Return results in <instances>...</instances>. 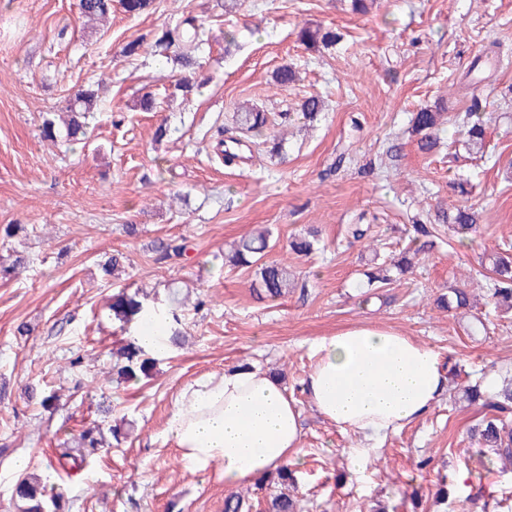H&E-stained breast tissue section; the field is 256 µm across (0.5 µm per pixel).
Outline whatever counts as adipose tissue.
<instances>
[{"label":"adipose tissue","instance_id":"obj_1","mask_svg":"<svg viewBox=\"0 0 512 512\" xmlns=\"http://www.w3.org/2000/svg\"><path fill=\"white\" fill-rule=\"evenodd\" d=\"M310 350V406L368 440L422 418L448 391L440 354L390 328L352 326L318 337ZM302 429L301 412L278 379L237 367L184 388L167 434L185 468L215 466L225 484L239 485L298 461Z\"/></svg>","mask_w":512,"mask_h":512}]
</instances>
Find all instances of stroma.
I'll use <instances>...</instances> for the list:
<instances>
[{
	"label": "stroma",
	"instance_id": "35a3bbf8",
	"mask_svg": "<svg viewBox=\"0 0 512 512\" xmlns=\"http://www.w3.org/2000/svg\"><path fill=\"white\" fill-rule=\"evenodd\" d=\"M78 0H0V225H25L0 245L29 258L0 275V512H13L18 459L49 474L69 512H224L232 495L245 512H265L284 493L297 512H507L512 467L487 458L467 437L483 412L442 397L424 417L379 440L360 468L349 451L358 436L339 431L310 407L303 382L314 339L369 323L392 327L438 351L464 374L512 376V309L484 302L490 257L512 242V0H154L129 16L113 6L106 24L83 27ZM203 23L209 44L183 97L180 68L156 45L187 16ZM332 28L336 44L303 45L302 28ZM139 41L138 56L125 57ZM291 66L296 81L275 74ZM79 88L98 89L102 112L86 146L44 141L41 125ZM153 112L137 105L144 91ZM320 120L271 128L281 154L224 163L214 156L232 115L257 106L295 112L307 97ZM491 113L483 157L447 126L437 146L419 150L413 112L449 114L471 104ZM168 133L155 139L158 127ZM468 181L460 193L459 181ZM470 207L478 231L466 245L442 213ZM433 224L429 239L414 221ZM136 234H128L127 225ZM352 224L367 234L353 241ZM319 227L308 256L288 240ZM271 232L267 257L285 264L295 288L278 299L259 294L257 267L224 259L233 242ZM184 237L183 257L159 260L154 241ZM412 274L371 291L365 274L403 250ZM126 256L119 280L103 275L112 254ZM144 290L158 307L177 296L183 346L159 357L135 382L111 380V351L132 340L107 304L119 289ZM478 305L438 307L452 289ZM80 365H71L73 357ZM251 365L278 375L302 412V454L289 482L277 476L228 486L217 470L184 468L167 435L180 390L211 374ZM54 389L53 412L29 393ZM112 406L126 437L84 470L53 476L64 442Z\"/></svg>",
	"mask_w": 512,
	"mask_h": 512
}]
</instances>
